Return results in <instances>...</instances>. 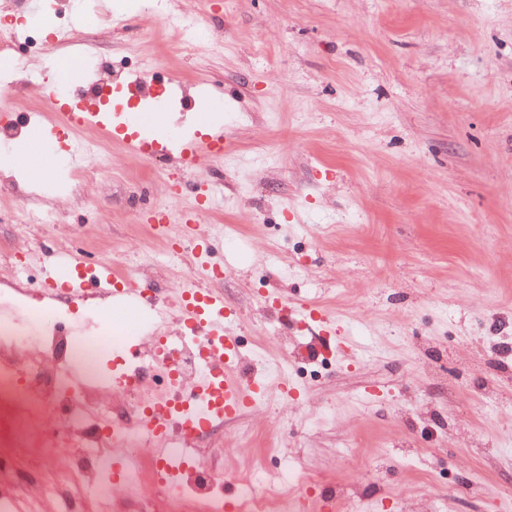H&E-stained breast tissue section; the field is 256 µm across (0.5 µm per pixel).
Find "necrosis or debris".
Segmentation results:
<instances>
[{"label": "necrosis or debris", "instance_id": "1", "mask_svg": "<svg viewBox=\"0 0 512 512\" xmlns=\"http://www.w3.org/2000/svg\"><path fill=\"white\" fill-rule=\"evenodd\" d=\"M14 7L15 0H0L1 64L71 41L65 13H58L52 30L17 29L7 22ZM22 249L19 243L0 248V263L16 270L13 278L0 280V403H7L10 416L0 420V446L38 449L41 471L29 476L0 465V512H224L221 478L214 473L217 450L201 447L199 437L175 422L164 440L154 434L159 414L178 405L198 379L223 371V364L205 361L182 326L142 337L138 365H121L107 382L124 396L121 414H113L111 401L95 394L99 363L131 328L102 314L89 335L73 342L59 311L29 287L28 269L18 258ZM74 360L82 371L76 389L66 383ZM62 406L71 421L48 434ZM118 449L134 461L120 503L86 463L87 456ZM189 449L197 463L181 473L178 494L170 496L160 471ZM278 482L275 475L243 477L240 512H293L294 501L277 491Z\"/></svg>", "mask_w": 512, "mask_h": 512}]
</instances>
